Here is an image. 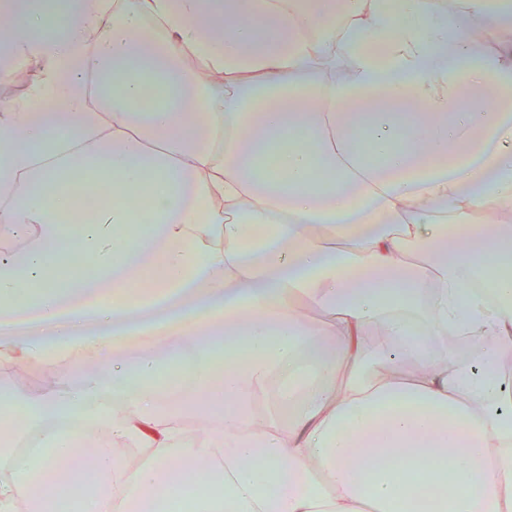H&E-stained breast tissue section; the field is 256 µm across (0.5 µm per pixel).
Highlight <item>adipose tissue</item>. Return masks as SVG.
<instances>
[{"mask_svg":"<svg viewBox=\"0 0 512 512\" xmlns=\"http://www.w3.org/2000/svg\"><path fill=\"white\" fill-rule=\"evenodd\" d=\"M0 13V78L40 74L36 109L0 99V326L21 351L0 374L22 357L64 387L0 410V435L46 424L0 512L21 487L58 512L64 483L84 512H166L201 464L193 512H512V224L475 220L512 212V42L469 49L473 19L511 12L71 0L48 38L37 0ZM80 199L90 220L63 225ZM74 248L91 270L70 291ZM452 331L488 343L463 360ZM185 359L200 376L177 390L160 366ZM105 388L102 494L47 422ZM199 409L223 426L171 469ZM129 439L150 455L132 473L112 465Z\"/></svg>","mask_w":512,"mask_h":512,"instance_id":"adipose-tissue-1","label":"adipose tissue"}]
</instances>
